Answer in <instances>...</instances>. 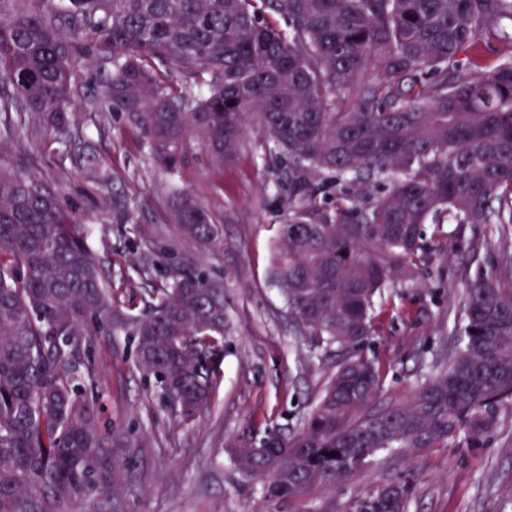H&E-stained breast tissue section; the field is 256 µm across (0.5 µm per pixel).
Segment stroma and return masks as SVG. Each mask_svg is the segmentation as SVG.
Segmentation results:
<instances>
[{
  "label": "stroma",
  "mask_w": 512,
  "mask_h": 512,
  "mask_svg": "<svg viewBox=\"0 0 512 512\" xmlns=\"http://www.w3.org/2000/svg\"><path fill=\"white\" fill-rule=\"evenodd\" d=\"M75 96V122L44 134L0 129V165L32 173L62 188L118 293H133L141 312L152 288L174 264L207 269L224 288V359L211 404L194 423L171 413L134 365L130 337L95 341L91 361L105 423L128 432L134 467L121 502L102 498L68 504L67 512H348L367 492L413 474L410 512H512V413H500L476 448H433L412 462L379 455L356 478L298 501L262 506L233 465V455L266 431L301 428L337 352L308 356L306 341L271 279L284 219L283 177L260 150L214 166L197 140H188L180 168L152 159L138 129L123 116L95 108V89L110 67L112 47L95 38ZM190 191L221 231L208 248L183 237L167 218L172 189ZM132 220H118L114 205ZM487 226L435 238L432 261L418 280L389 292L365 354L389 371V395L404 398L451 348L466 290L478 276L499 271V246ZM481 241L471 251L470 241Z\"/></svg>",
  "instance_id": "obj_1"
}]
</instances>
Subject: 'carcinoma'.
I'll return each mask as SVG.
<instances>
[{
    "label": "carcinoma",
    "instance_id": "carcinoma-1",
    "mask_svg": "<svg viewBox=\"0 0 512 512\" xmlns=\"http://www.w3.org/2000/svg\"><path fill=\"white\" fill-rule=\"evenodd\" d=\"M25 2L0 0L5 129L69 123L91 31L112 45L98 108L126 116L160 167L176 171L195 136L219 165L256 146L285 175L272 277L309 351L345 358L301 430L237 451L264 502L333 486L381 453L477 447L512 411L506 248L508 281L469 285L463 345L406 398L380 403L386 365L364 354L385 290L429 262L427 225L512 228V53L469 58L484 41L512 46V0H66L63 16ZM168 210L199 245L218 237L191 194ZM115 330L177 418L196 420L220 376L224 288L184 263L129 313L61 191L0 167V512L120 498L115 428L82 385L94 339ZM412 494L390 482L349 512H409Z\"/></svg>",
    "mask_w": 512,
    "mask_h": 512
}]
</instances>
